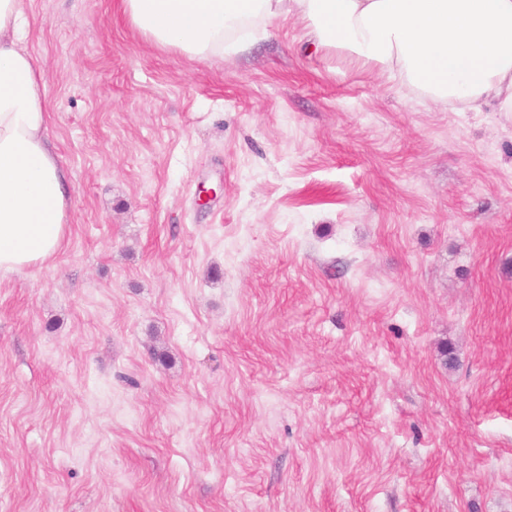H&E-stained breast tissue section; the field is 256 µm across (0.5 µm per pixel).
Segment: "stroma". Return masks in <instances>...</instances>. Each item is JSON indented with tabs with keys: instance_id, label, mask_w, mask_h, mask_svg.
Here are the masks:
<instances>
[{
	"instance_id": "1",
	"label": "stroma",
	"mask_w": 512,
	"mask_h": 512,
	"mask_svg": "<svg viewBox=\"0 0 512 512\" xmlns=\"http://www.w3.org/2000/svg\"><path fill=\"white\" fill-rule=\"evenodd\" d=\"M26 10L72 209L0 271V512H512V112Z\"/></svg>"
}]
</instances>
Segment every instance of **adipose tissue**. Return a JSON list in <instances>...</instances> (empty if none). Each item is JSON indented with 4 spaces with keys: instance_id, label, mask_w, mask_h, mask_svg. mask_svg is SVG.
<instances>
[{
    "instance_id": "ef3b65f1",
    "label": "adipose tissue",
    "mask_w": 512,
    "mask_h": 512,
    "mask_svg": "<svg viewBox=\"0 0 512 512\" xmlns=\"http://www.w3.org/2000/svg\"><path fill=\"white\" fill-rule=\"evenodd\" d=\"M131 24L191 58L242 48L252 27L305 21L316 44L399 75L436 101L512 112V0H121ZM24 0H0V270L44 263L70 222L71 182L50 147Z\"/></svg>"
}]
</instances>
